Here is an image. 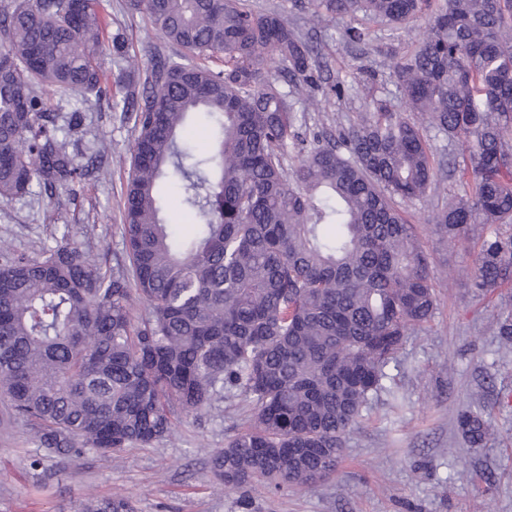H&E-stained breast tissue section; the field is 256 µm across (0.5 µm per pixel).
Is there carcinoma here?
I'll return each instance as SVG.
<instances>
[{"label": "carcinoma", "instance_id": "1", "mask_svg": "<svg viewBox=\"0 0 512 512\" xmlns=\"http://www.w3.org/2000/svg\"><path fill=\"white\" fill-rule=\"evenodd\" d=\"M308 5L324 21L425 20L392 66L423 122L372 96L339 134L299 138L295 105L315 86L318 52L284 12L250 0H126L175 51L151 59L139 85L118 72L119 98L100 56L110 46L127 60L128 48L101 0H0L1 202L35 185L50 197L73 191L87 175L70 150L83 115L58 125L47 93L110 99L135 133L123 197L130 267H104L68 224L36 257L0 253V396L47 454L150 445L235 390L253 418L211 455L218 484L323 481L408 330L434 314L428 254L395 207L435 191L424 127L463 145L457 167L470 181L435 213L438 241L512 224V0ZM370 38L361 25L343 33ZM219 59L222 70L211 65ZM193 114L212 129L198 154L188 148ZM164 178L196 220L178 243L163 217ZM479 239L474 287L487 291L512 278V236ZM458 423L473 447L492 435L480 414ZM84 512L134 507L92 499Z\"/></svg>", "mask_w": 512, "mask_h": 512}]
</instances>
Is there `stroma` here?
Segmentation results:
<instances>
[{
  "label": "stroma",
  "mask_w": 512,
  "mask_h": 512,
  "mask_svg": "<svg viewBox=\"0 0 512 512\" xmlns=\"http://www.w3.org/2000/svg\"><path fill=\"white\" fill-rule=\"evenodd\" d=\"M256 2L297 23L318 49L323 83L345 88L341 97L319 93L297 103L301 137L354 123L369 94L409 116L389 65L409 51V38L422 37L424 20L407 29L369 22V42L352 45L342 38L350 19L318 23L302 0ZM102 15L109 31L127 39L130 80H142L165 41L141 15L126 11L125 0H103ZM54 107L63 119L83 109L76 160L89 165L101 148L103 164L75 194L36 192L0 203V246L35 256L69 224L77 242L100 261L127 264L123 193L133 122L107 103L84 105L73 96ZM428 137L437 189L400 209L429 255L437 307L426 325L409 330L385 391L373 396L349 434L331 479L277 493L258 483L243 493L218 485L209 457L251 419L250 402L236 396L183 417L162 440L127 448L115 460L88 450L50 457L24 426L0 425V512H80L91 496L127 497L135 512H512V404L502 403L512 396V350L504 351L495 333L497 319L512 312V279L477 290L476 237L438 243L432 232L437 207L443 197L463 194L467 184L451 165L461 145L433 130ZM466 410L480 411L496 428L486 447L464 441L457 417Z\"/></svg>",
  "instance_id": "35a3bbf8"
}]
</instances>
